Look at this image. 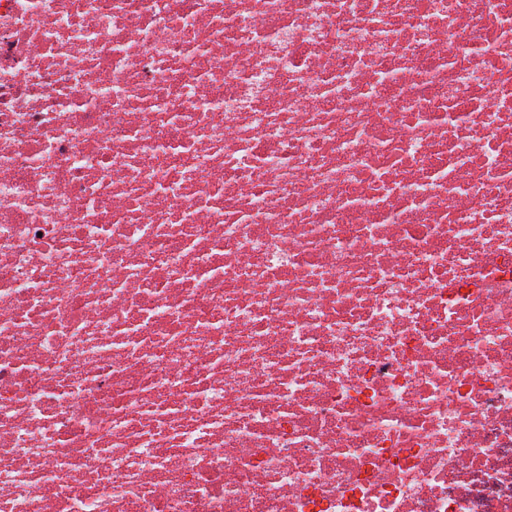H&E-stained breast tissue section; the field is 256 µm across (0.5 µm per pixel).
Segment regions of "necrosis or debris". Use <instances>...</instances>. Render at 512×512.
Wrapping results in <instances>:
<instances>
[{
    "label": "necrosis or debris",
    "mask_w": 512,
    "mask_h": 512,
    "mask_svg": "<svg viewBox=\"0 0 512 512\" xmlns=\"http://www.w3.org/2000/svg\"><path fill=\"white\" fill-rule=\"evenodd\" d=\"M0 512H512V0H0Z\"/></svg>",
    "instance_id": "4bbe7bcc"
}]
</instances>
